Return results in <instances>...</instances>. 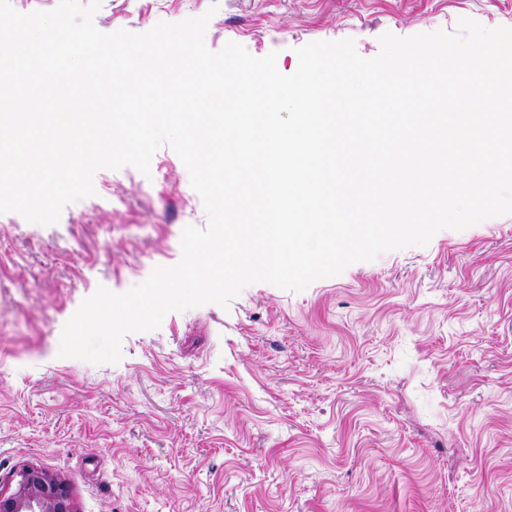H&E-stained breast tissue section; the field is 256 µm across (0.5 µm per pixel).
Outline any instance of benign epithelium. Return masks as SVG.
<instances>
[{
  "instance_id": "obj_1",
  "label": "benign epithelium",
  "mask_w": 512,
  "mask_h": 512,
  "mask_svg": "<svg viewBox=\"0 0 512 512\" xmlns=\"http://www.w3.org/2000/svg\"><path fill=\"white\" fill-rule=\"evenodd\" d=\"M17 477L12 491L0 490V512H75L60 478L36 467L22 469Z\"/></svg>"
}]
</instances>
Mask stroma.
Wrapping results in <instances>:
<instances>
[{
  "label": "stroma",
  "instance_id": "35a3bbf8",
  "mask_svg": "<svg viewBox=\"0 0 512 512\" xmlns=\"http://www.w3.org/2000/svg\"><path fill=\"white\" fill-rule=\"evenodd\" d=\"M206 13L211 51L285 74L313 41L371 58L387 32L512 27V0H101L94 23ZM93 182L56 224L0 214V483L47 470L77 512H512V214L168 313L95 365L59 357L65 323L176 265L208 216L167 145Z\"/></svg>",
  "mask_w": 512,
  "mask_h": 512
}]
</instances>
